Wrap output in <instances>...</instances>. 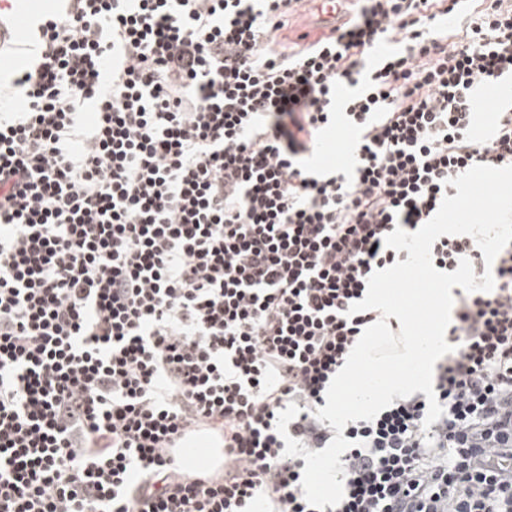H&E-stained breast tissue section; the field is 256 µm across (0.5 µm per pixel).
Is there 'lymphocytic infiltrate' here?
Segmentation results:
<instances>
[{
	"mask_svg": "<svg viewBox=\"0 0 512 512\" xmlns=\"http://www.w3.org/2000/svg\"><path fill=\"white\" fill-rule=\"evenodd\" d=\"M55 2L0 89V512H316L275 429L291 403L308 450L353 443L323 512H512V244L490 269L472 237L432 246L495 281L454 292L438 421L420 391L340 432L315 417L382 318L350 305L409 257L385 236L512 165V111L477 139L471 95L512 80V0H350L291 51L305 0ZM340 112L355 162L323 170ZM198 424L209 473L169 452ZM319 27L317 21V15L315 9L312 12V5H307L302 8L297 14L290 17L288 25L277 33L276 42L277 45L288 50L296 48L295 43L302 44L303 41H298V36L302 33L309 32L311 37L314 36L312 33Z\"/></svg>",
	"mask_w": 512,
	"mask_h": 512,
	"instance_id": "f902f5d3",
	"label": "lymphocytic infiltrate"
}]
</instances>
